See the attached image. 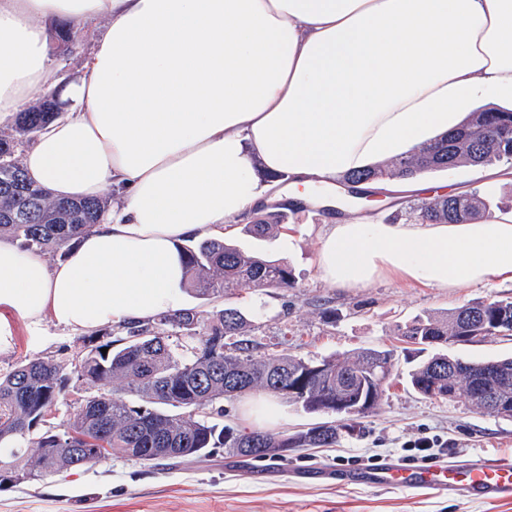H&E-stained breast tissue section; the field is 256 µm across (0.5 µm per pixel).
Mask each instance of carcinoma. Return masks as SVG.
<instances>
[{
	"mask_svg": "<svg viewBox=\"0 0 512 512\" xmlns=\"http://www.w3.org/2000/svg\"><path fill=\"white\" fill-rule=\"evenodd\" d=\"M58 41L69 45L78 29L62 22ZM53 96L27 112L16 113L11 133H0V237L32 251L65 252L109 212L108 197L85 200L56 198L37 186L20 160L19 149L59 116ZM512 163V109L482 108L451 134L438 136L392 164L336 177L352 194L367 185L410 179L448 167ZM280 204L260 212L244 232L267 237L285 223ZM488 205L477 193L443 196L409 207L418 224H458L484 217ZM186 281L197 296L219 301L243 292L295 287L284 262L258 256L223 238L184 247ZM257 327L242 311L228 306L207 317L185 309L152 323H128L122 336L103 344L91 337L85 355L70 363L53 358L21 362L0 374V445L26 440L30 458L10 450L0 458V486L19 485L38 477L82 467L108 456L150 462H202L224 453L230 457L283 459L284 448H333L341 426L323 422L288 435L247 432L211 420L208 409L226 398L263 391L288 399L307 413L340 405L364 414L380 403L394 369V352L365 349L343 357L313 361L269 350L253 339ZM414 345L433 346L461 336L495 342L512 338V296L474 301L446 315L419 316L401 332ZM107 349L102 353L101 349ZM77 377L97 389L78 398L63 433L36 434L34 425L66 399L69 381ZM418 394L453 401L463 398L480 412L512 418V356L486 361L435 353L410 372ZM489 388L501 406L483 401L479 387ZM139 399L134 405L123 394Z\"/></svg>",
	"mask_w": 512,
	"mask_h": 512,
	"instance_id": "1",
	"label": "carcinoma"
}]
</instances>
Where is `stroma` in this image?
Wrapping results in <instances>:
<instances>
[{"label":"stroma","instance_id":"obj_1","mask_svg":"<svg viewBox=\"0 0 512 512\" xmlns=\"http://www.w3.org/2000/svg\"><path fill=\"white\" fill-rule=\"evenodd\" d=\"M48 52L61 85L77 80L105 23L79 25V38L64 47L55 37L56 22L46 24ZM422 183L477 191L491 211L512 210V181L487 185L478 167H455L422 175ZM416 196L372 197L370 202L332 208L313 203L288 212L286 228L256 240L234 224L225 238L241 249L287 263L296 285L288 290L254 292L233 299V306L257 312L263 344L286 343L290 353L321 358L362 349L396 351L397 376L380 405L347 421L333 448H311L268 460L219 455L201 463L171 460L138 463L109 458L80 469L29 483L0 488V512H512V500H487L454 492L431 494L354 486L306 479L323 467L349 471V457L378 462L402 460L405 444L422 436L448 442V457L512 458V420L485 415L464 400L423 397L406 384L409 368L400 331L415 317L443 315L469 301L512 296V284L443 291L415 282L383 279L345 293L327 286L316 270V248L337 215H363L380 224L406 223ZM333 301L335 322H326L319 300ZM14 349L0 353V373L18 363L54 356L75 359L83 336L47 321L39 330L14 325Z\"/></svg>","mask_w":512,"mask_h":512}]
</instances>
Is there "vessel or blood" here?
Listing matches in <instances>:
<instances>
[{
    "instance_id": "obj_1",
    "label": "vessel or blood",
    "mask_w": 512,
    "mask_h": 512,
    "mask_svg": "<svg viewBox=\"0 0 512 512\" xmlns=\"http://www.w3.org/2000/svg\"><path fill=\"white\" fill-rule=\"evenodd\" d=\"M352 479L371 486L420 490L431 493L458 492L468 496L508 500L512 498V462L479 458L408 467L395 462L352 472Z\"/></svg>"
}]
</instances>
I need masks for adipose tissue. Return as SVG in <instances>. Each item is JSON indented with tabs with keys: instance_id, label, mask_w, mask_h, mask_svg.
I'll use <instances>...</instances> for the list:
<instances>
[{
	"instance_id": "obj_1",
	"label": "adipose tissue",
	"mask_w": 512,
	"mask_h": 512,
	"mask_svg": "<svg viewBox=\"0 0 512 512\" xmlns=\"http://www.w3.org/2000/svg\"><path fill=\"white\" fill-rule=\"evenodd\" d=\"M106 30L63 98L66 118L25 154L58 198L116 197L104 222L47 266L0 239V353L13 320L74 332L179 312V246L259 206L261 173L295 187L388 164L512 102V0H0V117L57 86L43 23ZM320 279L340 290L400 278L454 291L512 284V211L462 224H333ZM247 430L286 421L251 395Z\"/></svg>"
}]
</instances>
